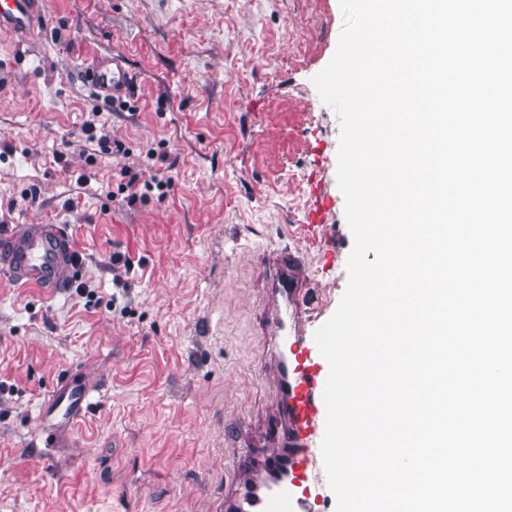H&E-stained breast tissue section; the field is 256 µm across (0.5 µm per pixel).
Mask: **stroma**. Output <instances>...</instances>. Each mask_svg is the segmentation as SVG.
Listing matches in <instances>:
<instances>
[{
    "instance_id": "1",
    "label": "stroma",
    "mask_w": 512,
    "mask_h": 512,
    "mask_svg": "<svg viewBox=\"0 0 512 512\" xmlns=\"http://www.w3.org/2000/svg\"><path fill=\"white\" fill-rule=\"evenodd\" d=\"M342 27L339 0H47L0 36V226L63 225L80 257L60 295L0 276V512H219L262 453V252L304 254L320 321L348 283L341 124L312 83ZM94 60L126 87L90 88ZM131 174L172 184L130 206ZM64 379L91 388L72 420Z\"/></svg>"
}]
</instances>
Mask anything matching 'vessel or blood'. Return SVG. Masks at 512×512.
<instances>
[{
	"mask_svg": "<svg viewBox=\"0 0 512 512\" xmlns=\"http://www.w3.org/2000/svg\"><path fill=\"white\" fill-rule=\"evenodd\" d=\"M45 0H0V35L24 33L44 14ZM90 82L99 89L125 85L120 65L94 62ZM78 267L74 246L56 224H16L0 230V274L16 284L57 292L71 287ZM259 285L269 314L264 334L266 354L275 372L271 450L254 465L249 481H224V512H311V498H320L325 512H335L321 442L326 406L323 390L329 364L311 332L313 311L307 302L312 276L297 252L264 251ZM54 404L68 416L88 404L87 388L58 391Z\"/></svg>",
	"mask_w": 512,
	"mask_h": 512,
	"instance_id": "obj_1",
	"label": "vessel or blood"
}]
</instances>
